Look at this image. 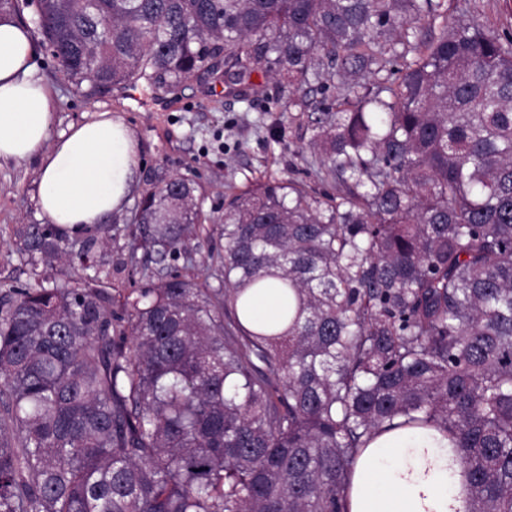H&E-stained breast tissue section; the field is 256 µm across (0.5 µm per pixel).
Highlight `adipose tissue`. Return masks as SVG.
Masks as SVG:
<instances>
[{"label":"adipose tissue","mask_w":512,"mask_h":512,"mask_svg":"<svg viewBox=\"0 0 512 512\" xmlns=\"http://www.w3.org/2000/svg\"><path fill=\"white\" fill-rule=\"evenodd\" d=\"M27 28L0 17V161H39L35 200L47 223L76 228L120 214L136 178L138 142L123 117L95 113L50 140L54 94L37 75ZM349 512H465L459 468L429 429L377 436L359 456Z\"/></svg>","instance_id":"obj_1"}]
</instances>
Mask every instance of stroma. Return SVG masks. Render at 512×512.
<instances>
[{"mask_svg":"<svg viewBox=\"0 0 512 512\" xmlns=\"http://www.w3.org/2000/svg\"><path fill=\"white\" fill-rule=\"evenodd\" d=\"M448 13L464 22L476 21L488 30L512 31V0H448ZM43 81L55 94L49 132L57 139L71 124L96 112L120 114L138 142L137 181L127 205L161 180L181 174L195 179L204 197L203 209L212 222L191 242L177 268L192 266L202 272L224 249L215 223L224 216L229 189H244L258 181L292 179L320 195H337L342 186L316 177L308 149L311 112L285 113L288 86L250 64V77L231 84L223 66L202 71L178 86L174 93L154 96L147 82L133 94L115 92L88 99L61 78L48 51L38 57ZM37 162L0 165V287L21 288L31 283L34 269L22 252L20 225L42 223L36 205ZM144 228L119 223L117 230L99 232L97 274L105 287L129 288L128 273L116 272L117 263L133 258L137 267L159 268L155 253L142 245Z\"/></svg>","mask_w":512,"mask_h":512,"instance_id":"1","label":"stroma"}]
</instances>
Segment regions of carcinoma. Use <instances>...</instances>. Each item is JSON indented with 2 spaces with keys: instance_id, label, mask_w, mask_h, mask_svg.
<instances>
[{
  "instance_id": "1",
  "label": "carcinoma",
  "mask_w": 512,
  "mask_h": 512,
  "mask_svg": "<svg viewBox=\"0 0 512 512\" xmlns=\"http://www.w3.org/2000/svg\"><path fill=\"white\" fill-rule=\"evenodd\" d=\"M36 26L86 98L254 60L345 190L232 193L217 268L142 269L119 301L73 278L96 237L21 226L65 280L0 294V512H347L398 428L448 438L468 512H512V34L447 0H37ZM205 221L183 176L133 215L173 257ZM282 296L275 287L258 294L253 301V314L257 320L273 319L282 305Z\"/></svg>"
}]
</instances>
